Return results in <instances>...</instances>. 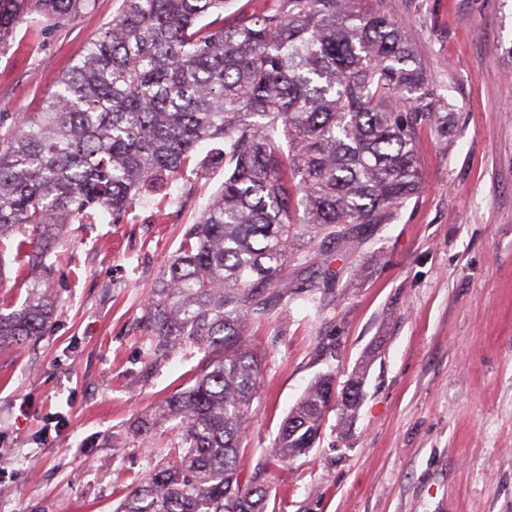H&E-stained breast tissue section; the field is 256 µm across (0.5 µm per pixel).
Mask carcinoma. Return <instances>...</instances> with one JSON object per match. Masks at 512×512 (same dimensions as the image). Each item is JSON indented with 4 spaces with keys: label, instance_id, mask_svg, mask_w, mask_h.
<instances>
[{
    "label": "carcinoma",
    "instance_id": "1",
    "mask_svg": "<svg viewBox=\"0 0 512 512\" xmlns=\"http://www.w3.org/2000/svg\"><path fill=\"white\" fill-rule=\"evenodd\" d=\"M230 2L124 0L41 111L0 113V283L10 249L43 274L21 307H0V351L51 328V259L68 225L124 223L144 195L194 173L203 141L224 165L144 313L155 358L190 345L203 366L158 411L179 421L176 446L115 512H266L267 489L241 465L261 375L248 328L287 292L291 260L391 223L422 189L421 130L448 135L399 24L364 0H277L227 18ZM90 3L0 0V49L18 24H62ZM362 397L318 376L269 457L308 454L329 414L352 422Z\"/></svg>",
    "mask_w": 512,
    "mask_h": 512
}]
</instances>
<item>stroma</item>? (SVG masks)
<instances>
[{
	"instance_id": "1",
	"label": "stroma",
	"mask_w": 512,
	"mask_h": 512,
	"mask_svg": "<svg viewBox=\"0 0 512 512\" xmlns=\"http://www.w3.org/2000/svg\"><path fill=\"white\" fill-rule=\"evenodd\" d=\"M451 103L423 130L419 195L356 243L288 265L290 288L255 322L256 413L246 471L270 512H512V0H374ZM122 0H94L0 54V113L39 111ZM224 180L220 169L145 195L127 221L65 228L50 332L0 353V512H112L175 440L155 409L194 383L186 347L154 361L143 325L158 277ZM335 285L320 287L323 270ZM367 363L348 430L329 415L309 454L270 464L319 374Z\"/></svg>"
}]
</instances>
